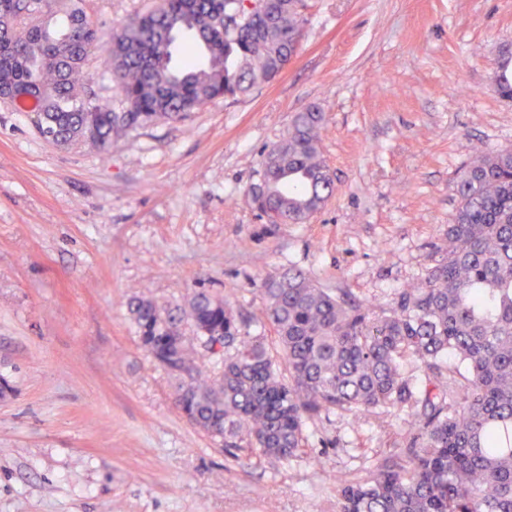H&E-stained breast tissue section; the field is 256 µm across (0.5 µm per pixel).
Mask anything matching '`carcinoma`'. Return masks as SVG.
I'll list each match as a JSON object with an SVG mask.
<instances>
[{
    "label": "carcinoma",
    "mask_w": 512,
    "mask_h": 512,
    "mask_svg": "<svg viewBox=\"0 0 512 512\" xmlns=\"http://www.w3.org/2000/svg\"><path fill=\"white\" fill-rule=\"evenodd\" d=\"M83 0H0V95L32 97L35 130L60 148L112 141L275 80L296 57L306 0H161L103 34ZM100 48L117 104L92 100L85 62ZM492 91L512 99V49ZM323 113L294 115L265 153L252 195L270 224H305L335 191L321 150ZM445 247L391 302L353 301L290 268L261 284L251 332L223 295L180 305L133 296L142 348L175 381L186 419L238 459L306 453L307 420L335 410L405 409L404 447L360 479H336V512H512V148L474 151L455 185ZM192 327L193 335L185 333ZM218 343L219 373L199 349ZM411 360L425 385L401 371Z\"/></svg>",
    "instance_id": "cac0c4a2"
}]
</instances>
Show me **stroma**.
Listing matches in <instances>:
<instances>
[{
	"label": "stroma",
	"instance_id": "obj_1",
	"mask_svg": "<svg viewBox=\"0 0 512 512\" xmlns=\"http://www.w3.org/2000/svg\"><path fill=\"white\" fill-rule=\"evenodd\" d=\"M158 2L84 9L108 31ZM308 4L275 81L106 153L56 147L0 102V512H336L337 476L401 447L407 412L338 410L306 422L307 457L233 458L177 412L128 309L201 284L257 317L262 280L291 267L388 303L445 241L474 150L512 147L491 89L512 0ZM312 107L336 190L308 223H267L249 187Z\"/></svg>",
	"mask_w": 512,
	"mask_h": 512
}]
</instances>
